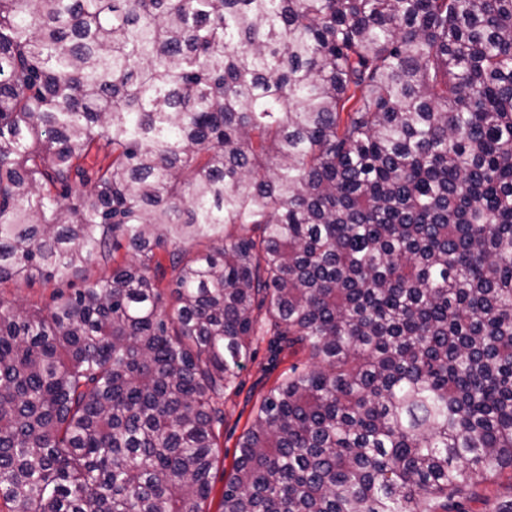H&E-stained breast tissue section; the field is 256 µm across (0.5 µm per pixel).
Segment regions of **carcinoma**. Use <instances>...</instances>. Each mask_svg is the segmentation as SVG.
<instances>
[{
    "label": "carcinoma",
    "instance_id": "1",
    "mask_svg": "<svg viewBox=\"0 0 512 512\" xmlns=\"http://www.w3.org/2000/svg\"><path fill=\"white\" fill-rule=\"evenodd\" d=\"M269 333L308 364L219 512H470L512 470V0H0V500L207 512ZM53 288L39 279L22 282L17 288H10L12 297L25 307L45 308L50 303Z\"/></svg>",
    "mask_w": 512,
    "mask_h": 512
}]
</instances>
